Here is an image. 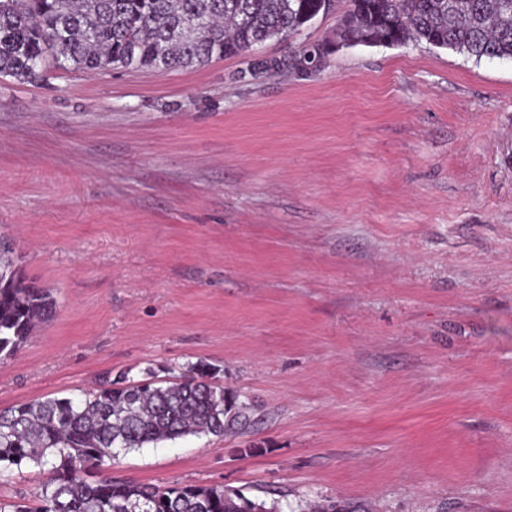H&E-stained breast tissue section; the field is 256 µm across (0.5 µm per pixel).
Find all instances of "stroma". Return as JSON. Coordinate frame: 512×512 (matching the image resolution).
<instances>
[{
  "mask_svg": "<svg viewBox=\"0 0 512 512\" xmlns=\"http://www.w3.org/2000/svg\"><path fill=\"white\" fill-rule=\"evenodd\" d=\"M245 62L0 78V233L58 304L0 363V409L204 362L249 426L106 473L282 512H512V60L354 47L235 80ZM45 480L1 471L0 502Z\"/></svg>",
  "mask_w": 512,
  "mask_h": 512,
  "instance_id": "obj_1",
  "label": "stroma"
}]
</instances>
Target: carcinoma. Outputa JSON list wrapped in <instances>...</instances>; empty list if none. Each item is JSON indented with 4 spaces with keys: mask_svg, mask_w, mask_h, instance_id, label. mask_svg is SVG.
Returning <instances> with one entry per match:
<instances>
[{
    "mask_svg": "<svg viewBox=\"0 0 512 512\" xmlns=\"http://www.w3.org/2000/svg\"><path fill=\"white\" fill-rule=\"evenodd\" d=\"M340 0H0V78L34 83L63 71L171 70L240 55L286 38ZM333 35L273 59L253 58L240 78L311 74L331 46L426 44L468 59H512V0H348ZM57 301L28 282L0 234V360L50 321ZM200 362L175 382L107 379L79 396L42 397L0 410V468L34 464L49 478L37 501L0 512H277L222 486L141 484L103 474L114 449L189 435L222 436L247 421L238 396Z\"/></svg>",
    "mask_w": 512,
    "mask_h": 512,
    "instance_id": "cac0c4a2",
    "label": "carcinoma"
}]
</instances>
